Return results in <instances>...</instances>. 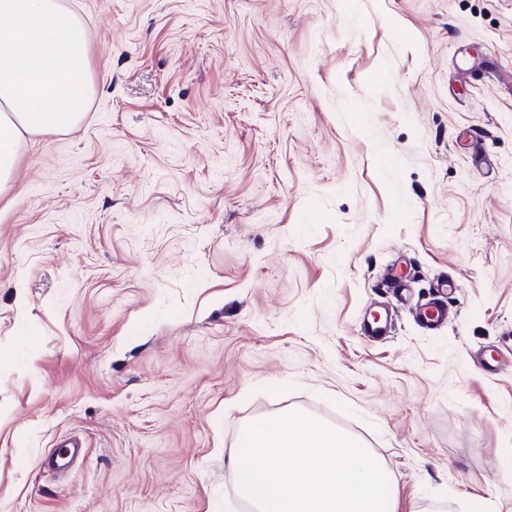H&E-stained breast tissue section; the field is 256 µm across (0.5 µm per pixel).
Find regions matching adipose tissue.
<instances>
[{
  "mask_svg": "<svg viewBox=\"0 0 512 512\" xmlns=\"http://www.w3.org/2000/svg\"><path fill=\"white\" fill-rule=\"evenodd\" d=\"M93 93L81 18L61 0H0V191L26 137L76 128Z\"/></svg>",
  "mask_w": 512,
  "mask_h": 512,
  "instance_id": "1",
  "label": "adipose tissue"
}]
</instances>
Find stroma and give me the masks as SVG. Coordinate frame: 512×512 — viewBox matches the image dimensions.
Masks as SVG:
<instances>
[{
	"label": "stroma",
	"instance_id": "obj_1",
	"mask_svg": "<svg viewBox=\"0 0 512 512\" xmlns=\"http://www.w3.org/2000/svg\"><path fill=\"white\" fill-rule=\"evenodd\" d=\"M61 2L95 93L0 192V512H241L293 409L397 512H512V81L460 76L512 72V0ZM413 316L428 328L441 326L448 323V304L441 299H431L416 305ZM83 455L84 448L81 441L74 437H66L55 445L43 461V468L54 473H65Z\"/></svg>",
	"mask_w": 512,
	"mask_h": 512
}]
</instances>
